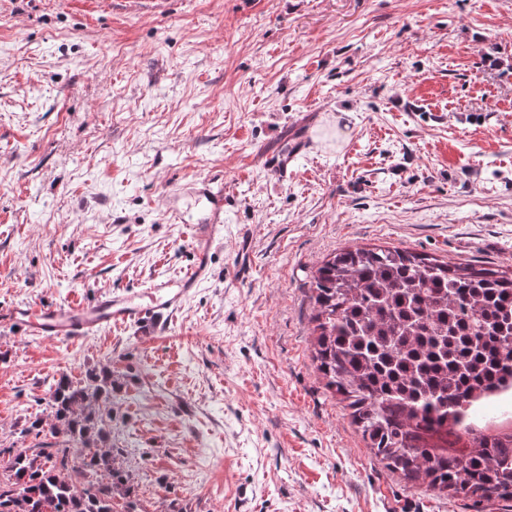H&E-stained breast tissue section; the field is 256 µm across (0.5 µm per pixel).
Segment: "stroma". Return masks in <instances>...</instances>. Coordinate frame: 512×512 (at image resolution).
Instances as JSON below:
<instances>
[{
    "mask_svg": "<svg viewBox=\"0 0 512 512\" xmlns=\"http://www.w3.org/2000/svg\"><path fill=\"white\" fill-rule=\"evenodd\" d=\"M309 122L287 180L264 166ZM224 181L211 278L162 336L0 325V477L60 375L112 371V512H512L407 485L312 358L345 247L512 267V0H0V304L191 264L173 187Z\"/></svg>",
    "mask_w": 512,
    "mask_h": 512,
    "instance_id": "35a3bbf8",
    "label": "stroma"
}]
</instances>
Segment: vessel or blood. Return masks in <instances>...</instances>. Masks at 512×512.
Segmentation results:
<instances>
[{"mask_svg": "<svg viewBox=\"0 0 512 512\" xmlns=\"http://www.w3.org/2000/svg\"><path fill=\"white\" fill-rule=\"evenodd\" d=\"M309 136L296 128L286 145L265 153L264 165L279 179L308 152ZM169 222L192 227L191 265L183 276L151 281L137 292L114 290L81 303H13L0 306V324L26 336L84 339L109 328L137 325L165 334L187 301L212 272L217 241L224 234V189L202 178L172 191L166 212Z\"/></svg>", "mask_w": 512, "mask_h": 512, "instance_id": "b4317fda", "label": "vessel or blood"}]
</instances>
